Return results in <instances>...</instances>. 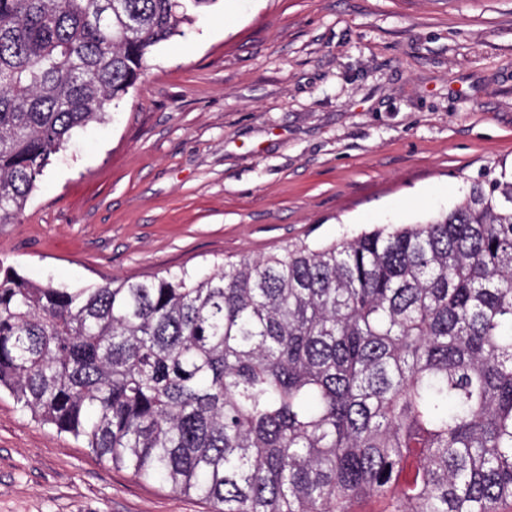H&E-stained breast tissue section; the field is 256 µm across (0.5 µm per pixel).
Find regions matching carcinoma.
<instances>
[{"label":"carcinoma","instance_id":"carcinoma-1","mask_svg":"<svg viewBox=\"0 0 512 512\" xmlns=\"http://www.w3.org/2000/svg\"><path fill=\"white\" fill-rule=\"evenodd\" d=\"M219 0H0V223ZM0 388L212 512L512 505V178L423 224L94 288L0 264Z\"/></svg>","mask_w":512,"mask_h":512}]
</instances>
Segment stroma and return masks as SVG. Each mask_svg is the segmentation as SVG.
Segmentation results:
<instances>
[{
  "instance_id": "35a3bbf8",
  "label": "stroma",
  "mask_w": 512,
  "mask_h": 512,
  "mask_svg": "<svg viewBox=\"0 0 512 512\" xmlns=\"http://www.w3.org/2000/svg\"><path fill=\"white\" fill-rule=\"evenodd\" d=\"M512 175V0H220L76 130L0 262L85 288L426 222ZM0 512H211L0 390Z\"/></svg>"
}]
</instances>
